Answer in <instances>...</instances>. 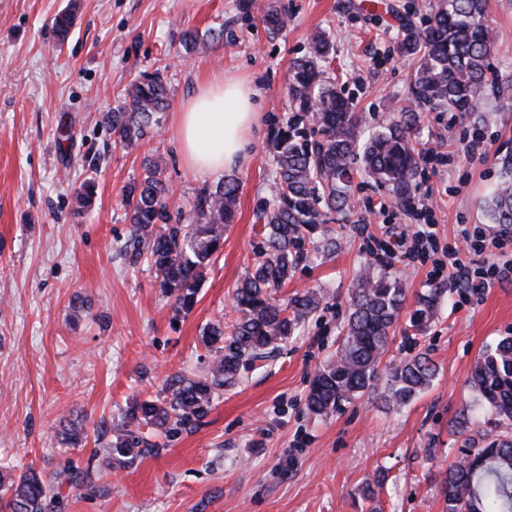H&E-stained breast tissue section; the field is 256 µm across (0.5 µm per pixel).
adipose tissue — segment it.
<instances>
[{
	"instance_id": "adipose-tissue-1",
	"label": "adipose tissue",
	"mask_w": 512,
	"mask_h": 512,
	"mask_svg": "<svg viewBox=\"0 0 512 512\" xmlns=\"http://www.w3.org/2000/svg\"><path fill=\"white\" fill-rule=\"evenodd\" d=\"M257 93L250 82L214 78L203 82L176 114L188 167L215 175L241 166L256 122Z\"/></svg>"
}]
</instances>
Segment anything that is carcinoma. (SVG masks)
<instances>
[{
  "label": "carcinoma",
  "mask_w": 512,
  "mask_h": 512,
  "mask_svg": "<svg viewBox=\"0 0 512 512\" xmlns=\"http://www.w3.org/2000/svg\"><path fill=\"white\" fill-rule=\"evenodd\" d=\"M73 15L55 16L58 43H64ZM206 40L192 31L182 33L189 49L223 39L224 30ZM495 36L485 22V0H437L424 27L409 24L397 46L415 60L409 101L393 121L359 147L356 129L361 117L351 103L325 80V67L334 47L320 33L311 50L296 60L290 76L292 112L273 130L275 176L268 193L256 200L263 221V246L257 260L235 289L238 314L231 334L216 322L204 328L201 343L212 363L202 375L171 379L163 398L134 401L113 438H96L95 454L106 465L125 466L145 453L160 449L151 437H173L202 421L212 410L218 391L238 383L242 373L269 351L288 343L319 309L323 296L313 290L293 294L280 303L282 288L299 262L312 254L329 258L340 242L320 226L333 212L351 210L355 201L354 175L366 174L384 186L395 202L404 205L420 176L422 150L412 143L419 112L446 108L467 117L490 81L489 57ZM168 88L163 70L140 74L125 90V104L108 112L104 122L126 148L160 129ZM161 159L143 160V177L130 183L124 198L132 224L136 255L149 253L159 287L173 300V313H188L196 303L203 271L224 243V227L233 220L239 184L225 178L203 186L194 195L187 223L171 224L173 191ZM96 183L87 180L75 191L81 207L92 204ZM487 212L494 224L512 225V177H504L491 191ZM441 291L432 288L417 297L411 327L424 334L431 327ZM407 304L402 282L384 269L367 263L352 291L347 318L331 360L315 372L305 397V410L326 417L365 393L380 391L389 406L417 398L437 376L426 352L383 364L393 341L394 325ZM468 382L478 402L498 423L512 422V336L487 347L471 369ZM84 428L69 424L60 442L78 447L87 441ZM92 483V472L67 470L44 480L34 469L20 471L0 496V512H48L49 494L62 486ZM447 512H512V438L484 432L461 441L456 459L441 480Z\"/></svg>",
  "instance_id": "cac0c4a2"
}]
</instances>
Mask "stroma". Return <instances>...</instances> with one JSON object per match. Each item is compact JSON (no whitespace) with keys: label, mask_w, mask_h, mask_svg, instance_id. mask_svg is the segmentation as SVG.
I'll return each instance as SVG.
<instances>
[{"label":"stroma","mask_w":512,"mask_h":512,"mask_svg":"<svg viewBox=\"0 0 512 512\" xmlns=\"http://www.w3.org/2000/svg\"><path fill=\"white\" fill-rule=\"evenodd\" d=\"M435 0H385L378 11L360 0H0V477L35 467L43 477L74 466L97 472L91 490L64 488L61 512H446L440 475L460 444L453 422L468 411L485 422L467 379L487 345L512 335V278L469 301L454 287V270L432 277V263L391 265L408 299L444 289L435 322L411 341L408 315L396 324L387 357L426 350L438 367L433 385L410 404L386 406L364 394L341 411L315 418L304 396L318 366L330 359L349 294L372 254L356 227L396 244L407 207L365 177L356 204L334 215L341 242L332 258L309 259L280 297L312 289L320 310L293 336L226 388L203 421L165 442L159 454L122 468L94 456V443L61 444L74 421L89 433L118 423L134 400L161 395L179 374H204V328L232 322L233 292L262 239L255 202L275 175L274 118L290 111L292 62L314 33L334 44L327 75L364 116L360 137L397 118L411 66L400 56L395 11L416 23ZM286 16L280 30L264 21L270 5ZM72 10L74 26L58 44L54 17ZM496 35L494 74L474 120L453 124L447 112H424L415 136L421 148L480 136L486 163L457 150L448 170L423 166L414 191L435 210L441 248L453 249L462 225L489 227L484 201L512 172V0H487ZM223 29L213 47L185 52L183 30ZM164 68L170 105L162 129L132 148L116 143L105 113L121 109L142 72ZM242 77L259 95L257 127L247 159L235 169L236 216L206 267L197 302L174 315L146 260L132 261L125 186L142 161L161 156L174 191L171 221L214 176L183 160L175 116L203 81ZM94 179L90 209L77 212L75 188ZM90 315L73 320L77 299ZM380 478L374 501L362 495Z\"/></svg>","instance_id":"35a3bbf8"}]
</instances>
